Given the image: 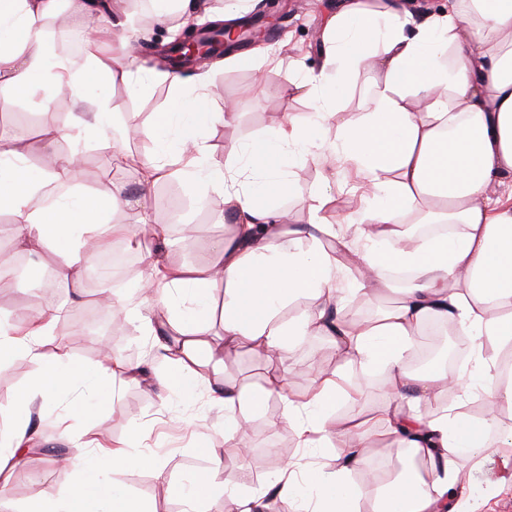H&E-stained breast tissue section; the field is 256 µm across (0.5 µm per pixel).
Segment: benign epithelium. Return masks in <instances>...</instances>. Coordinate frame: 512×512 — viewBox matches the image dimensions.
Instances as JSON below:
<instances>
[{
  "label": "benign epithelium",
  "mask_w": 512,
  "mask_h": 512,
  "mask_svg": "<svg viewBox=\"0 0 512 512\" xmlns=\"http://www.w3.org/2000/svg\"><path fill=\"white\" fill-rule=\"evenodd\" d=\"M263 19L261 25L251 18L239 20L229 29L222 23L209 22L202 27L191 23L188 33L182 32L173 42L156 47L154 57L165 66L186 68L193 67L199 58H220L264 40L270 31L277 29L278 17L265 15Z\"/></svg>",
  "instance_id": "7a95c632"
}]
</instances>
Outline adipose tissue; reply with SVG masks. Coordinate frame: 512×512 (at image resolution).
Here are the masks:
<instances>
[{"label":"adipose tissue","instance_id":"ef3b65f1","mask_svg":"<svg viewBox=\"0 0 512 512\" xmlns=\"http://www.w3.org/2000/svg\"><path fill=\"white\" fill-rule=\"evenodd\" d=\"M57 0H0V85L28 95L39 91L41 74L53 63L44 23ZM323 65L310 82L321 89L314 118L283 115L265 135L242 143L234 160L209 161L200 131L216 123L233 126L236 112L205 107V91L172 101L151 125H128L122 139L145 135L157 144L175 140L173 155L145 158L141 181L151 184L181 176L200 184L204 195L221 197L231 230L206 267L177 266L161 253L150 256L140 281L141 304H153L163 317L143 318L146 336L171 334L161 345L173 371L163 387L193 393L203 372L221 371L224 353L246 348L288 352L309 334L333 337L350 359L382 368L392 402L375 416L328 428L326 408L343 394V370L318 374L304 402L288 400V379L270 370L261 383L225 379L224 454L244 459L242 424L270 398L285 400L283 418L299 436L319 434L335 442L334 469L288 459L274 492L235 493L213 466L168 495L195 502L222 493L224 512H274L272 496L297 500L299 512H440L450 494L464 486L461 458L483 461L493 455L487 431L500 430V444L512 446V208L492 203L498 178L512 176V0H456L448 14L417 22L401 0H349L329 15L323 31ZM376 70L371 111L352 122L338 120L335 96L362 68ZM421 104L414 112L410 103ZM336 123L335 139L324 135ZM17 151L0 142V208L13 221L0 234L29 252L49 251L58 262L53 283L79 287L81 277L112 238L132 237L127 224L106 215L114 199H83L71 205L55 200L36 208L38 192H68L81 167L72 151L53 155L49 171L33 179L16 163ZM316 162L325 181L351 167L375 206L366 209L361 247L336 240L332 224L300 229L270 201L291 190L293 165ZM457 225L446 236H409L405 222ZM305 248H298L299 240ZM355 270L361 292L390 290L387 269L408 270L393 306L359 322L341 315L345 291L342 268ZM223 290L221 313L211 292ZM184 288L190 306H170V292ZM313 306L281 318L300 298ZM56 320L53 307L0 317V352L26 358L34 367L31 383L12 400L14 419L0 434V489L8 488L29 449L38 442L29 428V410L68 395L84 378L79 364L64 353L47 354L43 338ZM456 323L473 338L474 367L448 378L436 369L410 371L413 338L430 322ZM220 324L215 341L206 335ZM454 381L465 394H482L486 413L474 420L459 407L426 412L440 388ZM398 441L404 450L374 487L362 507L350 481L365 461L372 434ZM26 512H147L137 500L90 479L70 497L46 490Z\"/></svg>","mask_w":512,"mask_h":512}]
</instances>
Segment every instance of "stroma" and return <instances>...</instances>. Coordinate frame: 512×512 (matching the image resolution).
<instances>
[{
  "instance_id": "stroma-1",
  "label": "stroma",
  "mask_w": 512,
  "mask_h": 512,
  "mask_svg": "<svg viewBox=\"0 0 512 512\" xmlns=\"http://www.w3.org/2000/svg\"><path fill=\"white\" fill-rule=\"evenodd\" d=\"M345 2L295 0L290 16L272 33L271 43L244 49L246 63L215 61L205 66L203 72L209 75L206 85L213 109L223 111L225 102L234 101L239 112L234 128L227 129L218 123L202 131L201 138L214 161L221 163L230 158L232 144L263 136L283 113L301 119L313 113V100L297 87L296 80L299 73L320 71L322 19L341 9ZM123 9L137 32L139 63L145 81L132 86L120 78L104 76L92 67H85L82 84L88 101L79 109L70 94L58 88L55 70H48L40 95L11 94L8 107L0 109V140L18 146L31 174L37 177L41 176L42 162L50 152L79 150L88 157L91 171L77 175L73 195L119 197V206L108 214L109 222L134 226L141 215H148L152 223L166 225L167 252L172 262L203 266L211 261L215 243L225 235L224 226L215 221L216 213L223 207L221 199L203 196L195 182L179 178L174 181L177 194L168 205H160L154 190L147 197H140L136 169H128L120 176L113 174L110 161L116 158L117 152L109 145L107 131L101 127L84 131L77 124L78 111H94L95 99L102 98L108 102L113 124L121 126L130 121L144 126L156 114L167 110L175 94L190 96L198 88L199 73L194 71L184 73L183 82L177 87L158 77L152 47L159 42H170L171 34L154 21L143 20L131 0H125ZM375 81V73L366 69L352 78L338 102L343 119L352 121L359 113L369 111ZM47 97L53 101L58 128L52 141L47 138L43 121L42 101ZM291 180V194L281 201L280 207L288 211L293 223L304 224L309 220V200L322 186V172L318 165L309 163L293 168ZM350 186V176L343 173L337 176L331 187L335 202L330 217L336 222L337 232L351 237L362 222L365 202L360 195L351 193ZM82 288L83 295L78 299L71 289H64L69 302L62 321L55 323L51 336L45 337L44 349L50 354L66 352L84 367L87 380L76 387L72 398H61L34 414L39 429L55 436L56 441L52 447L34 448L27 453L9 494L0 498V512H23L25 505L47 487L64 496L76 492L79 478L75 469L59 470L51 466L50 459L56 452L88 461L90 475L105 479L141 501L149 512H186L185 501L162 495L159 483L163 480L182 483L190 475L212 466V459L200 453L197 444L205 438L212 447H223L220 431L224 427V411L211 402L209 381H202L190 396L175 390L165 392L152 385V378L163 376L168 370L156 352L152 337L141 335L137 321L125 313L114 317L116 336L95 328L99 291L87 279L83 280ZM41 304V293L25 274L13 275L0 284V313L20 307L35 310ZM106 336L111 337L119 357L140 365L150 376L146 382H118L111 399L105 395L108 380L93 349L95 341ZM341 362L334 343L322 336L309 335L300 337L284 355L241 352L228 361L225 373L256 381L268 365H277L286 370L292 381L291 394L298 397L306 392L315 372L334 370ZM347 377L359 391L338 399L331 407L332 413L343 419L373 416L388 399L383 371L355 363L349 367ZM73 398L96 408V430L103 438L126 446L131 453L152 456L154 467H105L97 460L94 448L86 445L82 421L67 415V405ZM283 410V403L272 402L255 417V427L247 436L257 450L255 457L243 462L225 458L220 463L223 470L240 471L237 488L243 494L259 492L273 483L279 465L270 461L269 455L278 441H289V456L301 462L332 464L336 461L334 448L318 443L300 447L293 430L278 426ZM461 467L472 486L475 512H512V489L498 490L487 482L490 465L478 466L465 459Z\"/></svg>"
}]
</instances>
